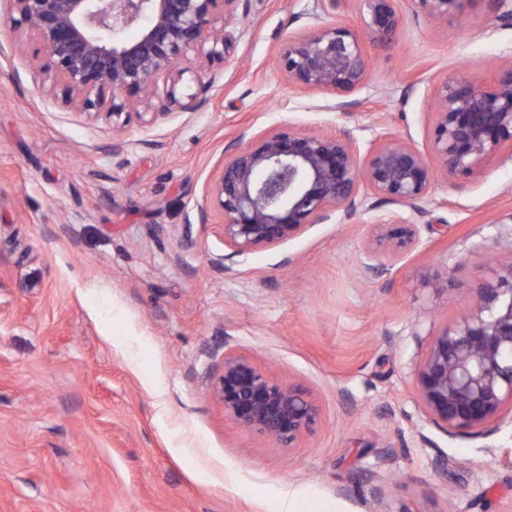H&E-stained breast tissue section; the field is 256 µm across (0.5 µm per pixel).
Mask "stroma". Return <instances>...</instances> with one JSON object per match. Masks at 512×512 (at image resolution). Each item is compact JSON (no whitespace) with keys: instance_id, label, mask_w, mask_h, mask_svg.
<instances>
[{"instance_id":"stroma-1","label":"stroma","mask_w":512,"mask_h":512,"mask_svg":"<svg viewBox=\"0 0 512 512\" xmlns=\"http://www.w3.org/2000/svg\"><path fill=\"white\" fill-rule=\"evenodd\" d=\"M397 9L369 84L339 97L289 85L277 53L311 15L356 24L357 0H249L205 105L121 131L0 53V512H512V421L448 435L417 381L512 264V160L436 176L420 246L384 272L364 255L400 204L244 257L197 209L240 137L349 130L364 156L387 135L425 153L435 83L512 62L489 0ZM228 351L318 403L292 447L225 416L210 382ZM419 12L431 19H445L463 0H413Z\"/></svg>"}]
</instances>
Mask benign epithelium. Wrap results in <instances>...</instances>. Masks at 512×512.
<instances>
[{
	"mask_svg": "<svg viewBox=\"0 0 512 512\" xmlns=\"http://www.w3.org/2000/svg\"><path fill=\"white\" fill-rule=\"evenodd\" d=\"M5 22L16 43L28 37L37 75L62 104L122 128L135 116L151 123L207 101L214 78L196 74L193 91L177 90L185 62L205 67L230 61L241 0H5ZM361 30L313 16L306 33L278 50L279 69L293 86L348 95L369 82L367 46L395 36L397 0H358ZM431 19H445L461 0H412ZM135 31V36L123 34ZM173 75L163 97L149 89ZM430 152L387 140L360 159L356 138L281 129L251 138L224 154L218 176L197 208L222 216L224 245L237 256L293 239L329 213L350 219L369 195L405 205L407 216L376 222V245L364 267L385 270L419 241L416 218L426 213L435 171L476 175L485 162L512 159V67L489 82L440 80L433 92ZM224 414L239 426L292 445L320 415L307 391L282 384L247 359L224 354L211 384ZM418 395L430 421L454 435L480 436L512 410V266L478 288L473 313L433 338L418 371Z\"/></svg>",
	"mask_w": 512,
	"mask_h": 512,
	"instance_id": "7a95c632",
	"label": "benign epithelium"
}]
</instances>
